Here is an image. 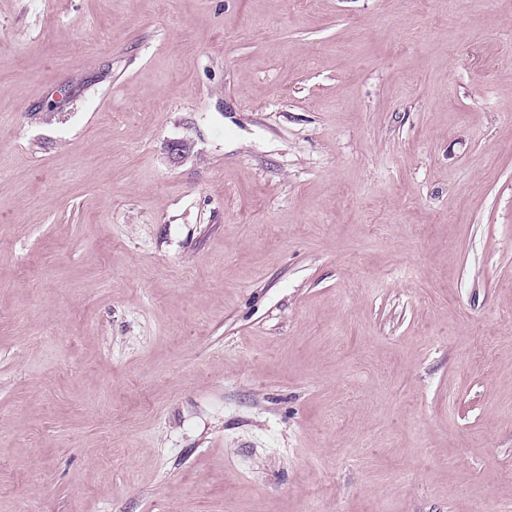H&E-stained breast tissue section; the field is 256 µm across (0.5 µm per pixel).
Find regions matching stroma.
<instances>
[{"instance_id":"1","label":"stroma","mask_w":512,"mask_h":512,"mask_svg":"<svg viewBox=\"0 0 512 512\" xmlns=\"http://www.w3.org/2000/svg\"><path fill=\"white\" fill-rule=\"evenodd\" d=\"M512 506V0H0V512Z\"/></svg>"}]
</instances>
